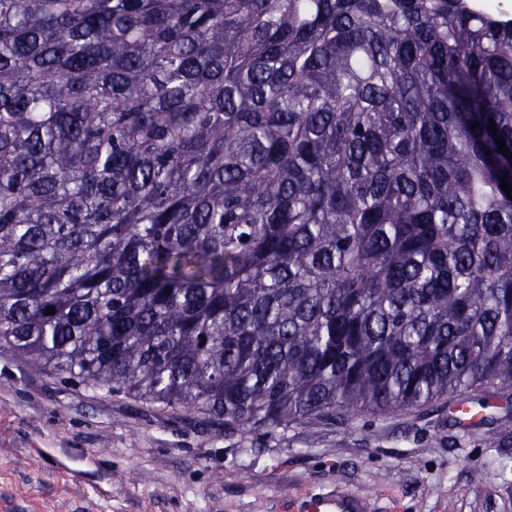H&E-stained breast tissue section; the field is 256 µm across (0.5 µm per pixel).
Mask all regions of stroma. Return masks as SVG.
Listing matches in <instances>:
<instances>
[{
	"instance_id": "35a3bbf8",
	"label": "stroma",
	"mask_w": 512,
	"mask_h": 512,
	"mask_svg": "<svg viewBox=\"0 0 512 512\" xmlns=\"http://www.w3.org/2000/svg\"><path fill=\"white\" fill-rule=\"evenodd\" d=\"M500 438L431 411L224 436L0 350V512H299L335 492L364 512H512Z\"/></svg>"
}]
</instances>
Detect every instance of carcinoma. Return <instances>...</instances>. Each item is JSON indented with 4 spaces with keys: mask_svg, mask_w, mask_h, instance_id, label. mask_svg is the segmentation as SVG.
Returning <instances> with one entry per match:
<instances>
[{
    "mask_svg": "<svg viewBox=\"0 0 512 512\" xmlns=\"http://www.w3.org/2000/svg\"><path fill=\"white\" fill-rule=\"evenodd\" d=\"M510 156L468 0H0V349L226 433L508 435Z\"/></svg>",
    "mask_w": 512,
    "mask_h": 512,
    "instance_id": "obj_1",
    "label": "carcinoma"
}]
</instances>
